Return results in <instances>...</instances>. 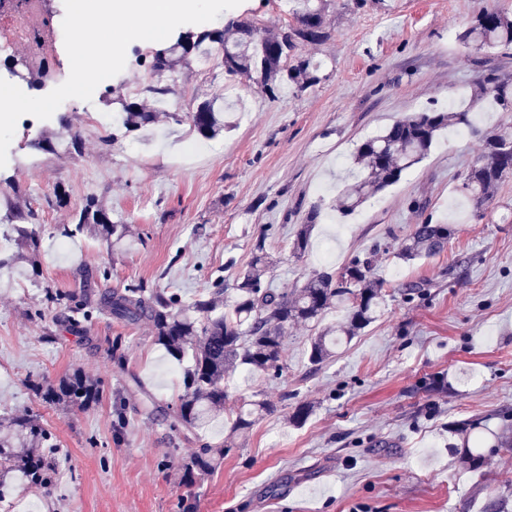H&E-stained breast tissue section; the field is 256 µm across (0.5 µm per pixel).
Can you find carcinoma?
I'll return each mask as SVG.
<instances>
[{
    "instance_id": "cac0c4a2",
    "label": "carcinoma",
    "mask_w": 512,
    "mask_h": 512,
    "mask_svg": "<svg viewBox=\"0 0 512 512\" xmlns=\"http://www.w3.org/2000/svg\"><path fill=\"white\" fill-rule=\"evenodd\" d=\"M299 26L310 25L300 34L255 28L246 22L228 23L221 30L187 36L156 53L151 70L162 73L188 61L204 44H217L224 54V72L232 77H244L257 83L261 91L272 98L280 88L291 84L303 91L320 82L319 66L309 59L286 67L298 42L319 43L327 37L321 24L330 0H292ZM465 46H512V17L494 10L476 14L457 35ZM493 100L502 111L512 112V76L493 75L477 83L468 108L441 112L430 108L415 112L383 130L379 135L362 141L353 154L355 173L343 192L342 212L346 215L365 204L376 192L398 182L407 169L428 154L439 131L458 125H471L468 112L480 108L485 100ZM155 115L145 112L135 102L123 105L120 121L127 130H139L154 122ZM193 129L202 137L214 138L224 131V113L215 107V100L200 102L191 113ZM512 142V124H503L485 140L484 160L471 167L461 184V192L471 202L473 215L494 201L498 186L512 176V154L502 155L496 146ZM34 213L19 212L11 225L14 240L37 252L40 248L36 231L26 224ZM89 232L107 242H120L128 233L124 224L112 222L106 207L90 197L73 214L72 226L64 233L70 237ZM451 230L446 224H416L396 255L404 261L428 258L443 252L448 246ZM273 265L263 241L254 245L251 259L232 284L235 297L226 310L224 292L219 282L205 294L184 302L175 292L148 289L142 284H130L123 289L103 292L97 302L87 297L46 290V300L71 313L70 327L79 325L76 315L87 318L90 309L105 311L129 324L146 323L151 327L155 344L172 358L187 359L190 366L183 376V392L169 414L171 430L187 435L206 426L224 412L229 395L224 378L243 366L256 375L277 377L282 360L284 336L294 323H311L335 304L347 307V318L334 330H326L310 342L309 360L318 367L334 356L336 337H351L372 323L384 304L385 283L375 274L374 256L356 257L338 271L321 270L312 273L300 286L290 290L272 288L266 274ZM30 387L48 405L65 403L86 408L98 403L103 396L100 384L79 373L53 384L32 381ZM275 406L265 401L251 403V408H239L232 431L244 433L253 425V416L273 413ZM58 447L55 435L34 414L0 415V501L6 490L16 486L22 476L25 492L50 494L55 483L56 463L53 449ZM226 449L203 445L183 464V480L191 483L198 473L211 470Z\"/></svg>"
}]
</instances>
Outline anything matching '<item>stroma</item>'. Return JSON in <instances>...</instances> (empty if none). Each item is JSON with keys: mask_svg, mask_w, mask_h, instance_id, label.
Returning <instances> with one entry per match:
<instances>
[{"mask_svg": "<svg viewBox=\"0 0 512 512\" xmlns=\"http://www.w3.org/2000/svg\"><path fill=\"white\" fill-rule=\"evenodd\" d=\"M483 10L512 14V0H332L327 39L293 53L321 62L320 82L272 99L237 80L240 112L224 98L221 63L206 75L193 65L158 75L149 67L156 43L137 40L91 101L66 100L47 120L19 118L0 168V247L13 248L4 220L19 209L35 213L41 246L33 268L0 272V413L36 412L58 439L56 485L34 512H482L486 486L512 503V450L500 446L499 418L512 410V179L480 218L460 192L486 135L512 112L485 105L467 137L441 132L396 184L350 216L337 209L360 142L430 107L466 108L480 77L512 74V48L477 51L456 39ZM240 19L297 25L289 0H243L212 25ZM147 83L175 85L180 98L157 103ZM206 99L224 108L229 127L203 153L185 154L195 131L168 113ZM124 100L156 112L148 133L91 121ZM64 129L83 136L82 156L56 139ZM91 196L133 229V248L63 236ZM426 221L450 225L445 251L397 259L413 225ZM307 222L308 247L294 254ZM259 239L274 259L271 287L301 284L321 267L320 242L331 240L338 269L374 252L387 297L380 317L319 369L308 360L310 339L344 320V309L289 328L280 377L242 369L226 377L231 405L278 406L242 436L223 418L179 435L160 410L146 411L148 397L160 409L177 404L185 368L147 324L97 310L73 332L46 306L49 289L80 297L139 282L187 302L216 281L232 285ZM409 282L422 295L405 296ZM76 372L100 383V402L49 406L29 385ZM300 403L313 411L295 426L288 417ZM477 435L484 463L468 469L460 455ZM205 443L225 449L223 463L184 483L182 461Z\"/></svg>", "mask_w": 512, "mask_h": 512, "instance_id": "stroma-1", "label": "stroma"}]
</instances>
